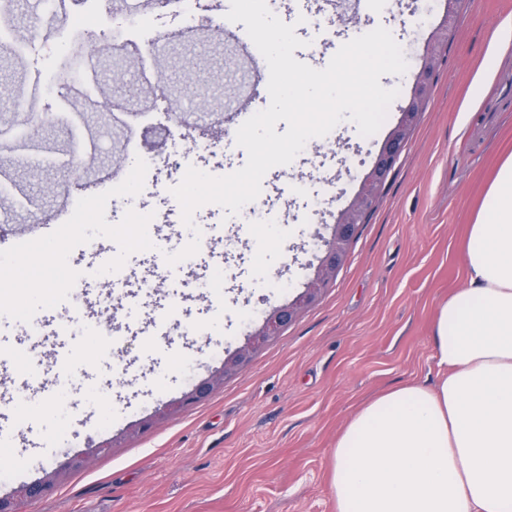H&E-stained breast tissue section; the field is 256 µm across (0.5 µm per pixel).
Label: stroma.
I'll return each mask as SVG.
<instances>
[{"mask_svg": "<svg viewBox=\"0 0 512 512\" xmlns=\"http://www.w3.org/2000/svg\"><path fill=\"white\" fill-rule=\"evenodd\" d=\"M226 0H204L183 53L209 58L220 40L215 21ZM267 0L280 19H315L328 53L376 27L389 30L408 62L397 77L382 76L399 95L373 136H361L349 120L329 133L322 152L302 150L289 167L271 168L262 180L260 217L249 229L257 246L225 226L222 238L204 240L199 252L176 266L166 254L188 243V229L166 224V240L126 253L125 298L104 310L110 290L100 278L113 263L117 237L131 233L124 203L110 223L83 227L80 237L96 248L67 253L69 264L98 276L88 303L68 299L62 285L44 291L38 269L26 268L22 304L0 310V333L38 338L13 374L10 403L0 404V427L16 440L0 446V496L42 478L44 470L92 455L22 512H337L329 481L331 453L352 416L368 401L400 384L433 386L440 378L433 327L439 303L464 280L463 241L501 161L512 154V105L499 95L512 83V0ZM453 15L441 62L406 146L375 203L352 239L347 256L318 299L279 336L252 349L250 359L207 398L182 404L200 379L218 370L246 342L271 308L291 301L313 276L317 236H330L341 210L361 188L364 175L410 100L428 45L446 15ZM114 0H101L95 15L49 18L43 0H17L9 28L20 57L0 49V158L31 162L38 179L1 224L33 227L45 250L63 242L56 221L61 202L92 192L90 167L74 169V156L105 163L112 120L98 102L97 84L112 65L102 33H111ZM94 37L83 56L62 52L71 27ZM166 49L139 52L128 62V84L139 93L165 67L170 92L191 105L194 84L208 81L212 66L191 74L172 67ZM238 80L225 89L224 125L208 137L214 152L197 157L213 176L241 168L236 113L268 107L260 59L235 49L227 61ZM41 86L48 125L37 140L22 135L15 106ZM333 203L320 209L324 196ZM320 211L319 222L306 218ZM71 317V339L80 345L77 367L61 373L50 359L55 323ZM122 336L119 348L96 326L104 317ZM179 409L154 415L172 401ZM152 420L148 430L142 421Z\"/></svg>", "mask_w": 512, "mask_h": 512, "instance_id": "35a3bbf8", "label": "stroma"}]
</instances>
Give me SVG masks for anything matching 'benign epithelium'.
<instances>
[{
  "label": "benign epithelium",
  "mask_w": 512,
  "mask_h": 512,
  "mask_svg": "<svg viewBox=\"0 0 512 512\" xmlns=\"http://www.w3.org/2000/svg\"><path fill=\"white\" fill-rule=\"evenodd\" d=\"M447 32L448 29H443L438 44L427 49L401 121L379 150L371 169L363 179L360 192L341 212L340 218L332 227L330 237L321 239L324 253L319 260L314 277L307 283L305 290L291 302L270 310L263 318L261 325L248 337L247 345L228 355L224 359L221 369L215 374L198 381L184 395L183 401L203 399L218 389L224 384V376L234 371L245 360L252 347L278 335L283 327L295 320L306 306L314 302L321 288L335 275L337 268L344 260L347 247L354 237L358 225L361 224L363 215L375 202L380 188L384 185L406 144L428 94L429 82L438 61L439 43L447 40ZM142 142L147 153L160 155L166 149V139L161 137L153 127L143 131ZM91 460L92 455L88 454L81 458H75L66 465L44 471L42 479L19 486L10 497H1L0 512H20L21 505L41 497L46 488L59 480L66 471L85 467L91 463Z\"/></svg>",
  "instance_id": "obj_1"
}]
</instances>
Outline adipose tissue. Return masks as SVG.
Here are the masks:
<instances>
[{"instance_id":"obj_1","label":"adipose tissue","mask_w":512,"mask_h":512,"mask_svg":"<svg viewBox=\"0 0 512 512\" xmlns=\"http://www.w3.org/2000/svg\"><path fill=\"white\" fill-rule=\"evenodd\" d=\"M463 285L435 316V386L370 400L333 450L338 512H512V155L464 243Z\"/></svg>"}]
</instances>
